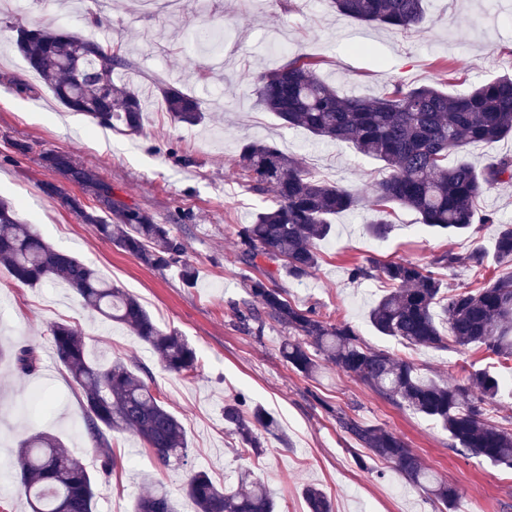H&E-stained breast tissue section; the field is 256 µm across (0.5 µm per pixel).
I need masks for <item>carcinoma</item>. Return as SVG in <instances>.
<instances>
[{
	"mask_svg": "<svg viewBox=\"0 0 512 512\" xmlns=\"http://www.w3.org/2000/svg\"><path fill=\"white\" fill-rule=\"evenodd\" d=\"M336 11L367 24L408 29L425 19L424 0H331ZM15 47L66 108L90 117L101 127L121 124L134 134L143 128L144 102L137 89L113 81L130 62L110 47L74 31L17 28ZM167 112L179 123L204 120L201 102L174 84L158 86ZM258 104L283 124L301 128L327 141L351 143L358 153L376 159L390 170L372 188L375 219L369 232L382 236L390 227L391 209L413 210L421 223L457 234L475 224H495L492 213H478L475 202L500 185L512 183V157H492L480 169L466 160L448 164V155L471 144L492 145L512 134V74L498 76L471 90L449 95L434 86L400 84L373 98L344 96L317 72L316 63L297 56L261 73L256 80ZM43 166L63 179L44 191L65 201L83 223L143 265L157 270L181 264L182 280L192 285L196 270L183 259L184 240L169 225L159 224L145 210L113 197L112 184L84 167L69 153L49 151ZM236 165L250 189L272 194L273 203L258 212L252 223L237 231L239 259L257 268L259 261L280 262V269L302 279L319 265L316 242L326 238L336 214L357 206L353 191L318 178L301 158L274 145H241ZM79 188L94 202L89 206L65 185ZM496 258L512 263V225L499 232ZM482 251L466 255L446 251L426 269L409 262L356 265L353 279L376 270L390 290L374 302L369 319L385 336L413 347H483L512 360V273L475 289L448 293L437 268L482 264ZM0 264L22 285L61 280L75 290L84 305L127 327L146 342L161 366L170 373L197 370L195 349L178 333L158 327L135 296L102 279L88 263L47 244L33 224L22 222L7 200L0 199ZM275 278L250 280L248 292L256 305L235 307L236 319L261 333L272 320L288 330L283 358L306 377L328 362L368 385L381 397L439 423L451 446L465 455L512 466V433L485 420L486 406L498 395L500 383L483 369H471L461 379L442 383L425 378L416 364L367 347L356 329L329 323L312 309L288 301ZM50 335L60 362L84 394V428L98 448L102 473L114 464L106 431L118 429L136 435L159 464H187L188 441L183 423L167 408L142 376L143 368L115 361L102 366L86 356L81 334L74 326L57 322ZM16 370L27 375L37 368L34 348L13 353ZM242 402L224 404V422L239 437L241 451L257 453L259 430L271 432L275 420L261 409L247 416ZM336 424L370 455L389 462L410 483L420 487L445 508L453 507L457 490L422 463L416 451L398 433L365 426L338 410ZM21 488L31 512H94L96 479L82 461L65 451L47 434H34L19 444L16 455ZM185 496L194 512H274L275 503L265 483L244 469L232 486H219L203 471L188 470ZM309 512H332L331 502L315 486L304 488ZM134 512H177L166 489L154 487L138 498Z\"/></svg>",
	"mask_w": 512,
	"mask_h": 512,
	"instance_id": "1",
	"label": "carcinoma"
}]
</instances>
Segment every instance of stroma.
I'll use <instances>...</instances> for the list:
<instances>
[{"label": "stroma", "mask_w": 512, "mask_h": 512, "mask_svg": "<svg viewBox=\"0 0 512 512\" xmlns=\"http://www.w3.org/2000/svg\"><path fill=\"white\" fill-rule=\"evenodd\" d=\"M426 21L406 32L357 22L339 14L330 0H184L171 14L165 0H12L0 5V197L19 218L37 225L45 241L91 264L104 280L137 296L156 323L184 336L195 348L198 370L183 377L165 371L149 345L126 327L85 308L67 284L14 283L0 266V512H30L18 489L16 451L26 436L44 432L79 456L97 477L94 512H133L141 495L164 484L178 512H192L181 496L184 469L160 467L142 441L109 431L115 464L102 475L100 452L84 432L83 391L55 355L49 335L54 322L75 326L88 357L101 365L115 360L145 367L149 384L186 427L188 466L206 470L216 483L235 481L251 469L269 486L276 512H306L305 485L319 486L334 512H438L436 504L409 485L390 465L372 457L336 424L340 409L368 426L402 435L425 466L448 480L460 498L452 512H512V469L452 448L448 434L430 418L394 404L334 365L313 378L295 372L280 353L286 329L267 322L261 334L239 326L232 308L247 300V284L259 270L236 253L240 225L272 202L250 191L235 158L241 144L272 141L302 157L319 177L357 191L386 177L381 162L349 143H332L284 126L264 111L255 94L256 76L300 54L321 60V76L340 93L376 97L394 82L429 84L448 94L512 72V0H425ZM55 23L64 31L94 30L131 62L121 79L146 103L143 129L101 140L97 126L57 101L18 54L20 26ZM178 84L204 101L206 120L179 124L166 112L159 82ZM26 154L16 153L17 143ZM67 152L110 182L116 198L170 225L183 238L196 269L185 285L179 265L149 268L102 239L59 199L44 193L56 176L43 168L45 152ZM493 224L446 235L424 227L418 214L395 208L382 238L367 231V206L341 213L317 245L321 261L302 280L277 273L287 298L331 322H346L364 343L411 359L422 375L448 381L470 368L502 374L507 363L484 350L455 345L410 347L381 335L368 317L387 290L380 277L351 279L356 265L410 261L431 266L440 253L481 248L480 268L441 270L449 288H475L507 273L494 255L501 226L512 225V185L478 201ZM34 347V374L12 365L18 347ZM243 400L244 412L263 408L277 423L262 434L260 454L238 450L224 421V404Z\"/></svg>", "instance_id": "stroma-1"}]
</instances>
